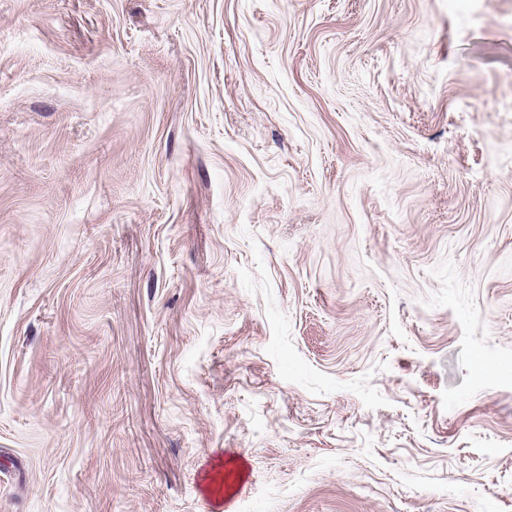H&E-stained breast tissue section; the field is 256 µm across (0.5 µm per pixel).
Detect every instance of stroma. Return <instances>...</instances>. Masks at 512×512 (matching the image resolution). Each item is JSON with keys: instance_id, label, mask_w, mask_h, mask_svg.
Here are the masks:
<instances>
[{"instance_id": "stroma-1", "label": "stroma", "mask_w": 512, "mask_h": 512, "mask_svg": "<svg viewBox=\"0 0 512 512\" xmlns=\"http://www.w3.org/2000/svg\"><path fill=\"white\" fill-rule=\"evenodd\" d=\"M0 512H512V0H0Z\"/></svg>"}]
</instances>
